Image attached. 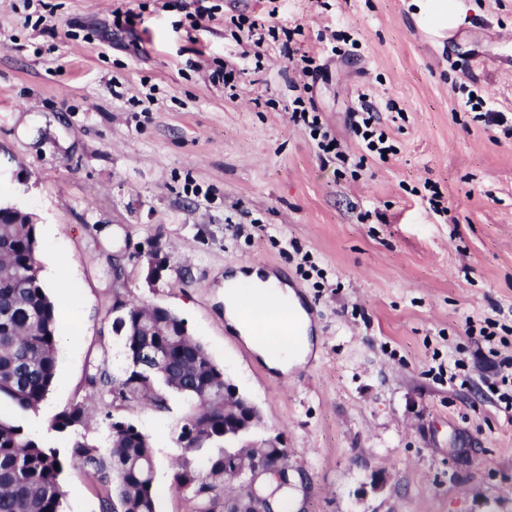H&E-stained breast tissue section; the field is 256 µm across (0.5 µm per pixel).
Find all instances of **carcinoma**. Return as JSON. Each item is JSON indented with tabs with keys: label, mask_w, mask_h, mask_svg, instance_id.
I'll use <instances>...</instances> for the list:
<instances>
[{
	"label": "carcinoma",
	"mask_w": 512,
	"mask_h": 512,
	"mask_svg": "<svg viewBox=\"0 0 512 512\" xmlns=\"http://www.w3.org/2000/svg\"><path fill=\"white\" fill-rule=\"evenodd\" d=\"M33 224H0V512H62L61 475L67 463L90 471L101 487V512H156L154 448L134 424L109 420L108 455L87 442L88 409L82 402L57 414L50 429L70 435L67 454L35 439L18 423L46 399L56 375L58 313L38 277ZM127 366L120 377L96 368L86 376L87 388L108 395L121 382L125 403L145 398L157 409H169L173 397L191 402L180 420L176 443L183 449L173 475L177 491L189 490L192 512H215L211 491L232 465L235 452L224 447V402L211 395L224 387V368L216 365L204 346L187 335L184 321L162 311L137 336H122ZM150 355L164 358L167 368H151ZM59 467H54V464ZM295 486L289 470L281 480L258 494L279 499Z\"/></svg>",
	"instance_id": "cac0c4a2"
}]
</instances>
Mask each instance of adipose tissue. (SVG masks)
<instances>
[{
	"label": "adipose tissue",
	"mask_w": 512,
	"mask_h": 512,
	"mask_svg": "<svg viewBox=\"0 0 512 512\" xmlns=\"http://www.w3.org/2000/svg\"><path fill=\"white\" fill-rule=\"evenodd\" d=\"M279 305L291 306L294 327L292 334L272 343L265 337V328L280 324L275 311ZM224 319L269 368L281 373L304 364L312 351L309 320L295 293L259 266L248 265L225 278Z\"/></svg>",
	"instance_id": "ef3b65f1"
}]
</instances>
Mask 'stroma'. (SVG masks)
Returning <instances> with one entry per match:
<instances>
[{
  "instance_id": "obj_1",
  "label": "stroma",
  "mask_w": 512,
  "mask_h": 512,
  "mask_svg": "<svg viewBox=\"0 0 512 512\" xmlns=\"http://www.w3.org/2000/svg\"><path fill=\"white\" fill-rule=\"evenodd\" d=\"M274 7L315 72L274 41L255 60L237 21ZM118 9L134 28L113 27ZM447 24L454 38H430ZM222 66L233 88L210 83ZM472 93L499 122L477 119ZM298 96L347 162L294 124ZM364 101L387 160L363 157L350 127ZM0 168L13 184L0 203L32 216L40 269L72 270L41 282L59 358L22 418L37 439L66 450L51 419L99 406L88 370H124L114 304L159 305L259 407L257 436L281 437L304 512H512V413L439 372L454 354L474 382L493 376L468 332L489 317L512 356V0H0ZM269 262L311 319L313 352L285 375L224 320L225 276ZM187 407L111 409L153 441L157 512L193 510L172 487ZM62 486L64 512H100L83 470Z\"/></svg>"
}]
</instances>
